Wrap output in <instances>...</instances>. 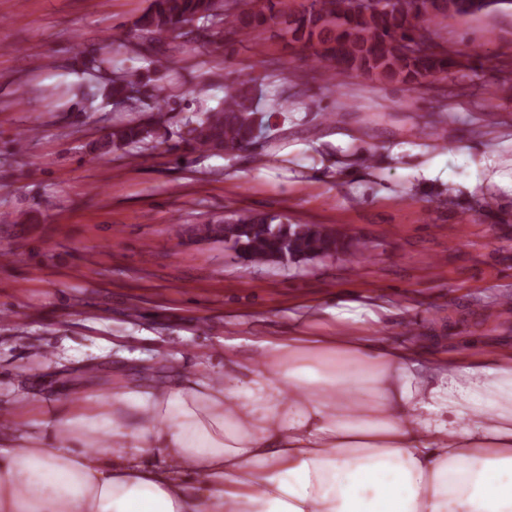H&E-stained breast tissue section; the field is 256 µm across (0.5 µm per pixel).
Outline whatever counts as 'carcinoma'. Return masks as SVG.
Returning <instances> with one entry per match:
<instances>
[{
    "instance_id": "1",
    "label": "carcinoma",
    "mask_w": 512,
    "mask_h": 512,
    "mask_svg": "<svg viewBox=\"0 0 512 512\" xmlns=\"http://www.w3.org/2000/svg\"><path fill=\"white\" fill-rule=\"evenodd\" d=\"M346 0H311L292 12L289 0H262L257 8L233 11L226 0H149L135 18L132 29L144 34L149 43L142 52L144 65L134 71L112 70V79L101 88L107 102L146 105V121H128L104 128L92 144L90 154L103 157L131 144L148 145L167 135L166 116L182 107L181 99L161 83L166 58L161 47L172 36L188 41L226 30L249 36L282 21L291 41L310 52L312 59L331 76L378 74L396 79L413 90L427 79L449 75L456 62L437 52L436 26L439 20L460 13L458 0H387L383 9L370 13L342 8ZM419 41L425 50L408 53V45ZM81 68L98 71L112 64V52L80 50ZM178 135V147L185 154L222 153L247 147L268 129V116L254 89L233 88L224 100L185 124ZM195 235L218 239L246 249L256 264L274 262L282 253L288 261L300 263L343 252L358 264L368 252L366 242H346L321 224H274L262 214H243L224 223L201 224Z\"/></svg>"
}]
</instances>
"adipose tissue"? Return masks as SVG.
<instances>
[{"mask_svg": "<svg viewBox=\"0 0 512 512\" xmlns=\"http://www.w3.org/2000/svg\"><path fill=\"white\" fill-rule=\"evenodd\" d=\"M224 375L117 383L94 414L49 402L0 431V512H512L511 352L424 366L343 330Z\"/></svg>", "mask_w": 512, "mask_h": 512, "instance_id": "adipose-tissue-1", "label": "adipose tissue"}]
</instances>
